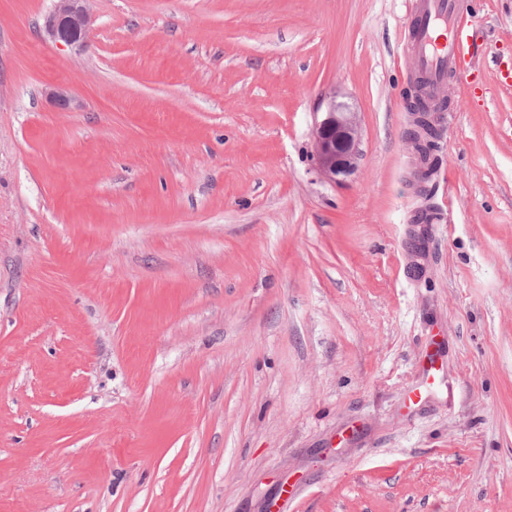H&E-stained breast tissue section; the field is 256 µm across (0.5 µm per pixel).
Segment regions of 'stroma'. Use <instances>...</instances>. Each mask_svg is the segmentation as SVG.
Listing matches in <instances>:
<instances>
[{
  "instance_id": "35a3bbf8",
  "label": "stroma",
  "mask_w": 512,
  "mask_h": 512,
  "mask_svg": "<svg viewBox=\"0 0 512 512\" xmlns=\"http://www.w3.org/2000/svg\"><path fill=\"white\" fill-rule=\"evenodd\" d=\"M411 3L0 0V512H512V0L423 189ZM92 0H56L52 12L44 20V30L55 43L84 50L92 30ZM313 129L314 149L321 172L331 180L347 177L357 168L358 121L356 112L332 103Z\"/></svg>"
}]
</instances>
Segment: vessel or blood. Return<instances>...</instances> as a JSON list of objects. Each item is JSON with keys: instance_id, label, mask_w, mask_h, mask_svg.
<instances>
[{"instance_id": "1", "label": "vessel or blood", "mask_w": 512, "mask_h": 512, "mask_svg": "<svg viewBox=\"0 0 512 512\" xmlns=\"http://www.w3.org/2000/svg\"><path fill=\"white\" fill-rule=\"evenodd\" d=\"M478 4L479 0H413L409 39L416 71L428 91L452 76L473 77Z\"/></svg>"}]
</instances>
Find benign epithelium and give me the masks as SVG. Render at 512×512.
<instances>
[{"label":"benign epithelium","mask_w":512,"mask_h":512,"mask_svg":"<svg viewBox=\"0 0 512 512\" xmlns=\"http://www.w3.org/2000/svg\"><path fill=\"white\" fill-rule=\"evenodd\" d=\"M90 0H56L52 12L44 20L48 37L59 44L81 51L88 46L92 30ZM434 111L412 113V140L416 155L425 150L436 154L439 149L440 128L437 113L448 108V97L435 98ZM314 149L321 172L329 179L347 177L357 168L358 121L357 113L343 106L331 104L313 129Z\"/></svg>","instance_id":"obj_1"}]
</instances>
